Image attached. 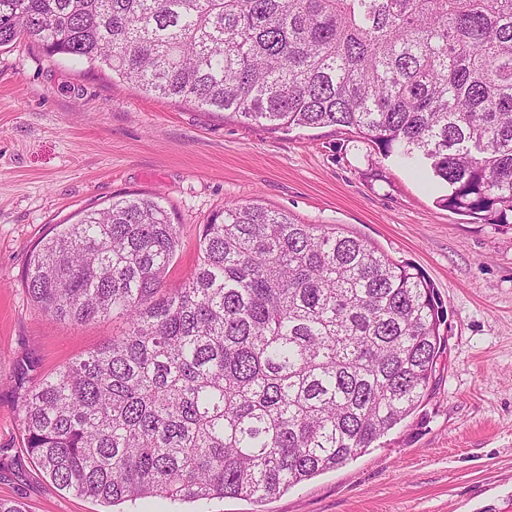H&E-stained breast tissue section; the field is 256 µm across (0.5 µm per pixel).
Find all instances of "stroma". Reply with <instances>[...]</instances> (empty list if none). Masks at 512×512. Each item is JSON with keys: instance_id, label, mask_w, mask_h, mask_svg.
<instances>
[{"instance_id": "obj_1", "label": "stroma", "mask_w": 512, "mask_h": 512, "mask_svg": "<svg viewBox=\"0 0 512 512\" xmlns=\"http://www.w3.org/2000/svg\"><path fill=\"white\" fill-rule=\"evenodd\" d=\"M446 186L336 127L274 132L226 112L159 99L111 71L21 41L0 48V499L27 512H512V224L439 204ZM140 195L179 224L166 277L189 279L198 232L225 202L285 211L419 266L447 311V350L420 412L360 457L261 503L152 497L112 508L59 490L22 451L5 391L10 355L44 371L122 329L44 317L23 286L54 224Z\"/></svg>"}]
</instances>
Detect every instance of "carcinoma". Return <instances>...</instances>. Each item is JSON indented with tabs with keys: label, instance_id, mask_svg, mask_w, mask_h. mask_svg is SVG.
Masks as SVG:
<instances>
[{
	"label": "carcinoma",
	"instance_id": "1",
	"mask_svg": "<svg viewBox=\"0 0 512 512\" xmlns=\"http://www.w3.org/2000/svg\"><path fill=\"white\" fill-rule=\"evenodd\" d=\"M104 67L148 95L273 130L342 127L429 170L441 202L512 224V0H0V47ZM159 202L85 209L33 248L46 317L124 331L51 372L10 357L22 451L108 504L263 501L358 457L436 380L447 312L367 241L226 203L165 284Z\"/></svg>",
	"mask_w": 512,
	"mask_h": 512
}]
</instances>
